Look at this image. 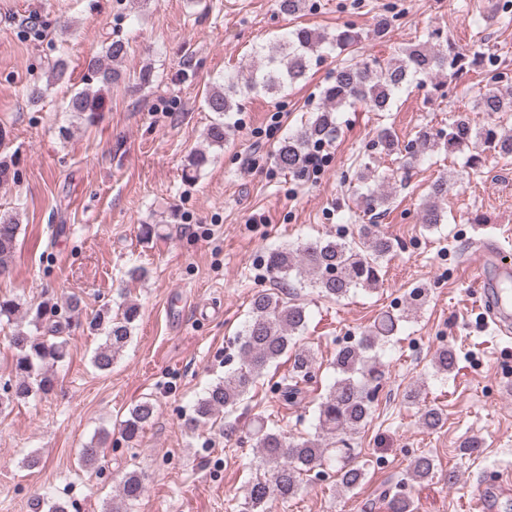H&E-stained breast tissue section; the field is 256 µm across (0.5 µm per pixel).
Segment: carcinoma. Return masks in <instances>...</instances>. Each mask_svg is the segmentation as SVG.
Instances as JSON below:
<instances>
[{"instance_id": "carcinoma-1", "label": "carcinoma", "mask_w": 512, "mask_h": 512, "mask_svg": "<svg viewBox=\"0 0 512 512\" xmlns=\"http://www.w3.org/2000/svg\"><path fill=\"white\" fill-rule=\"evenodd\" d=\"M361 35L351 28L331 36L311 29L299 28L283 36L269 48L255 51L258 65L228 76L227 82L213 87L205 96L209 111L216 115L207 127L205 139L211 146L224 147L231 132L225 118L240 111V104L228 91H263L277 96L304 79L312 61L322 58L321 49L336 50L344 56L332 72L331 81L324 90V105L287 137L273 151L275 163L284 171L301 178L304 176L313 147L338 136V114L345 108L362 105L371 112H390L397 95L404 89L421 86L430 78L437 79L435 88L453 82L461 74L479 70L483 56L469 52L448 38L440 43V31L432 30L425 38L405 46L387 59L355 53ZM127 54L126 44L112 41L102 58H95L88 67L86 81L101 86L120 78L113 64ZM97 100L90 89L74 94L69 110L91 122ZM475 108L495 115L512 112V90L502 84L501 76L492 75L479 88ZM374 148L392 155L402 152L414 160L431 151L449 153L479 149L496 157L512 156V134L502 131L497 124L481 127L473 125L460 114L448 123V130L434 131L421 128L414 140L403 145L386 126L379 130ZM363 211L379 215L386 212L390 193L386 190L390 177L376 173L370 163L360 164L356 172ZM457 181L442 175L430 186V201L420 214V222L428 229L444 221L439 202L448 196ZM20 231L17 214H0V275L6 274ZM394 251V243L378 230L375 222L362 225L359 241L342 238L318 237L297 247H278L266 255V270L277 291H264L254 296L243 330L239 333V365L224 373V378L210 385L192 406L185 427L193 432L207 425L220 413H233L247 400L257 380L268 366L288 353L296 334L305 329L309 319L307 307L288 298V290L311 287L329 300L347 297L357 288L370 289L381 278L383 264ZM426 289L413 288L408 293L409 304L399 314L388 313L378 319L373 329L359 341L336 352V377L317 407L315 433L288 439L277 423L258 417L251 423L249 435L253 447L260 454L264 475L246 486L241 512H268L269 501L279 498L288 501L297 495L302 476L314 472L322 474L325 468L334 470L336 486L345 492L358 488L365 480L363 467L353 462V435L364 427L371 417L377 392L384 376L377 357L367 356L381 341H388L401 327L410 311L417 308ZM140 316L139 305L125 300L118 312L101 310L90 320L89 327L104 334L105 340L96 350L92 363L100 371H107L117 356L130 342L135 323ZM12 327L8 336L13 351L12 378L0 386V412L12 404L37 395L47 397L56 387L52 368L68 355V342L62 333L69 321L60 320L57 304L48 300L27 303L17 296L0 295V324ZM289 375L276 383L275 397L285 403L298 405L304 397V385L315 375V359L306 348L297 347L291 357ZM458 363L455 349L444 345L433 357L437 372L448 374ZM154 403L145 399L136 403L120 422L125 443L138 445L141 433L155 416ZM419 421L431 431L441 428L442 410L435 405L421 408ZM97 437L85 443L79 453V464L86 469L97 468L100 444ZM434 470L430 455L421 453L409 464V477L421 483ZM142 473L133 470L124 476L112 496L108 512H129L130 506L144 494ZM389 512H414L411 496L389 486L383 490Z\"/></svg>"}]
</instances>
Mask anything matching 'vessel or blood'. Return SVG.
Wrapping results in <instances>:
<instances>
[{"label":"vessel or blood","instance_id":"b4317fda","mask_svg":"<svg viewBox=\"0 0 512 512\" xmlns=\"http://www.w3.org/2000/svg\"><path fill=\"white\" fill-rule=\"evenodd\" d=\"M467 274L477 286L480 306L492 320L497 334H512V301L504 299L501 282L512 279V258L503 249H483L469 264ZM512 499V478L498 474L482 478L472 493V512H500L504 501Z\"/></svg>","mask_w":512,"mask_h":512}]
</instances>
